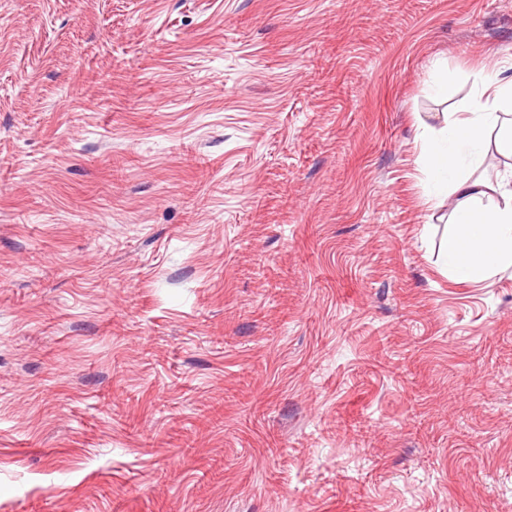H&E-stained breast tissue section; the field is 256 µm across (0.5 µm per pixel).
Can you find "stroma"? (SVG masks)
Returning <instances> with one entry per match:
<instances>
[{"instance_id": "obj_1", "label": "stroma", "mask_w": 512, "mask_h": 512, "mask_svg": "<svg viewBox=\"0 0 512 512\" xmlns=\"http://www.w3.org/2000/svg\"><path fill=\"white\" fill-rule=\"evenodd\" d=\"M499 60L512 0H0V512H512L418 139Z\"/></svg>"}]
</instances>
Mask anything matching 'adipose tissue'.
Returning <instances> with one entry per match:
<instances>
[{
    "mask_svg": "<svg viewBox=\"0 0 512 512\" xmlns=\"http://www.w3.org/2000/svg\"><path fill=\"white\" fill-rule=\"evenodd\" d=\"M482 86L471 105L446 114L441 128L424 127L423 167L437 191L457 198L453 210L458 226L442 242L450 275L462 281L484 280L512 270V190L487 204L488 185L460 173L464 155L484 160L485 136L495 132V151L512 159V77L499 70L483 72Z\"/></svg>",
    "mask_w": 512,
    "mask_h": 512,
    "instance_id": "ef3b65f1",
    "label": "adipose tissue"
}]
</instances>
